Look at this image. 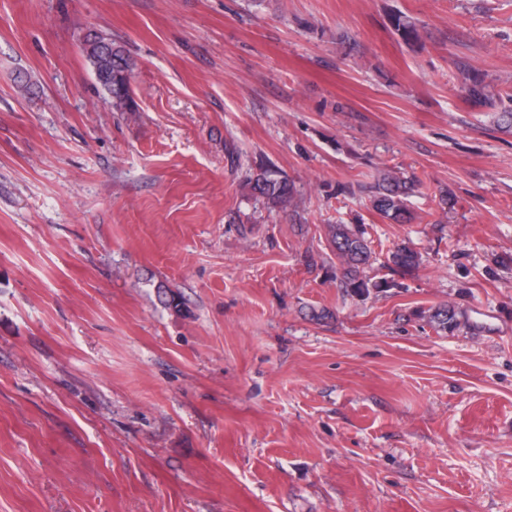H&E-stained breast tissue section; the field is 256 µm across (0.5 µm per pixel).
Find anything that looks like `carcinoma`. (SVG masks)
Segmentation results:
<instances>
[{"label": "carcinoma", "instance_id": "carcinoma-1", "mask_svg": "<svg viewBox=\"0 0 512 512\" xmlns=\"http://www.w3.org/2000/svg\"><path fill=\"white\" fill-rule=\"evenodd\" d=\"M394 27L402 40L415 42L420 40L417 24L409 19L397 17ZM86 58L90 66L109 74V80L100 82L104 91L112 93L114 105L126 112L134 111L129 96L130 77L133 63L125 49L116 44L111 37L97 33L86 43ZM467 100L481 106L493 104V93L482 81L473 79L464 87ZM251 195L263 200L269 207L287 208L294 204L297 190L292 181L285 176H277L268 169H260L250 180ZM413 192L412 180L401 172L388 169L380 173L370 186L369 204L381 217L394 223L404 224L412 220V212L407 206V197ZM330 244L336 252L343 271L346 291L355 295L369 292V288H391L394 283L382 280L373 284L360 276V269L371 258V248L359 227L347 224H333L329 227ZM390 269L408 273L419 265V254L403 245L396 247L390 254ZM429 322L436 330L453 332L457 327V313L447 304L439 306L429 314Z\"/></svg>", "mask_w": 512, "mask_h": 512}]
</instances>
